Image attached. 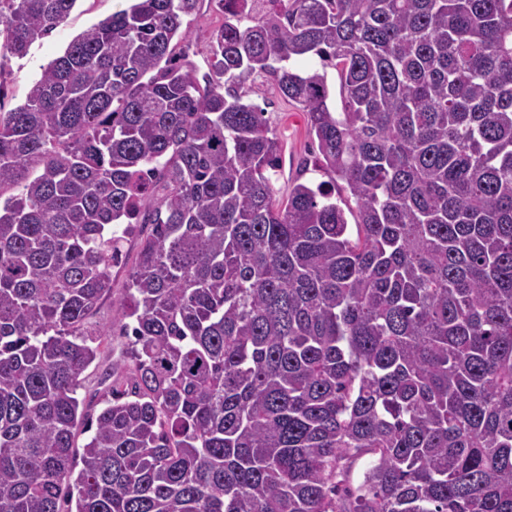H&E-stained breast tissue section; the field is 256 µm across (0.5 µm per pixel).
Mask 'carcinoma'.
<instances>
[{
	"instance_id": "carcinoma-1",
	"label": "carcinoma",
	"mask_w": 512,
	"mask_h": 512,
	"mask_svg": "<svg viewBox=\"0 0 512 512\" xmlns=\"http://www.w3.org/2000/svg\"><path fill=\"white\" fill-rule=\"evenodd\" d=\"M76 2L0 0V48ZM197 2L90 26L0 111V512H512V0H221L203 84ZM255 76L330 183L274 198ZM135 224L79 451L82 326ZM224 23V9L219 0H201L196 14L184 20V28L188 31V41L177 48L176 52L185 55V61L192 63L197 69V76L209 73L212 40L217 28Z\"/></svg>"
}]
</instances>
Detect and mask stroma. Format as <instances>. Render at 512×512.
<instances>
[{
  "instance_id": "1",
  "label": "stroma",
  "mask_w": 512,
  "mask_h": 512,
  "mask_svg": "<svg viewBox=\"0 0 512 512\" xmlns=\"http://www.w3.org/2000/svg\"><path fill=\"white\" fill-rule=\"evenodd\" d=\"M129 0H78L69 16L51 33L36 40L25 57L11 55L0 58V103L11 109L25 100L26 94L44 67L63 55L69 43L91 25L129 8ZM224 21L220 0H200L196 14L184 20L188 40L181 48L186 61L192 63L198 75L210 70L212 40L217 28ZM249 99L265 111V117L280 141L279 167L274 175L277 197H284L296 180L320 183L327 178L317 161V145L309 131L307 118L302 110L283 98L273 82L258 78L249 82ZM151 230L142 225L127 235L123 259L111 272L112 290L99 302L87 317L84 330L99 336L101 346L98 359L85 373L78 397L89 415H97L102 400L112 386V355L123 349L125 337L112 334V322L118 313L114 306L125 291L128 272L134 264L142 241Z\"/></svg>"
}]
</instances>
